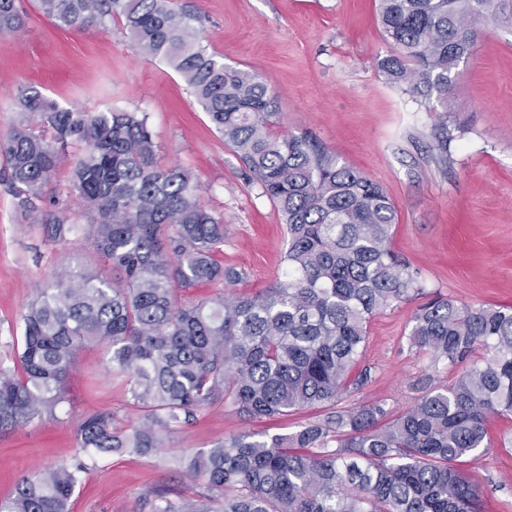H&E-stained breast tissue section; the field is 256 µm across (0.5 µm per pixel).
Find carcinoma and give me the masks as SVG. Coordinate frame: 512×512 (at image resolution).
Masks as SVG:
<instances>
[{"instance_id": "1", "label": "carcinoma", "mask_w": 512, "mask_h": 512, "mask_svg": "<svg viewBox=\"0 0 512 512\" xmlns=\"http://www.w3.org/2000/svg\"><path fill=\"white\" fill-rule=\"evenodd\" d=\"M61 26L116 18L134 51L165 61L283 217L286 273L256 294L187 298L200 283L233 285L216 259L224 213L202 201L194 173L162 167L147 117L65 108L34 86L0 139L17 209L49 237L77 231L119 274L64 268L22 314L19 368L0 374V432L52 417L77 352L104 344L143 420L127 428L110 410L81 420L75 462L22 478L0 512H67L85 460L148 455L224 402L249 418L322 410L292 433L241 432L191 456L205 481L197 499L159 495L154 512H480V490L456 464L491 450L489 418L512 416V306L420 305L410 347L429 356L419 396L394 414L382 402L341 407L372 380L359 366L370 319L423 295L418 272L387 242L397 214L385 191L307 133H273L274 96L258 75L209 51L194 14L175 0H39ZM396 48L387 79L448 105V87L475 47L478 25L512 29V0H379ZM19 0H0V37L24 26ZM70 170L87 224L41 203L70 143ZM463 366L451 384L440 366Z\"/></svg>"}]
</instances>
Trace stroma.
I'll list each match as a JSON object with an SVG mask.
<instances>
[{"instance_id": "1", "label": "stroma", "mask_w": 512, "mask_h": 512, "mask_svg": "<svg viewBox=\"0 0 512 512\" xmlns=\"http://www.w3.org/2000/svg\"><path fill=\"white\" fill-rule=\"evenodd\" d=\"M200 18V34L225 63L267 83L280 112L279 133H308L339 160L382 186L398 215L389 245L418 269L427 298L469 307L512 304V31L480 29L472 56L461 62L447 103L390 84L381 63L393 55L378 0H177ZM25 25L0 37V136L17 119L21 88H39L61 106L95 112L146 113L164 165L191 168L205 203L224 214V250L236 268L235 289L254 294L284 270L288 248L281 214L215 131L189 88L166 63L138 56L121 20L77 29L58 26L38 0H22ZM448 146L440 148L439 133ZM112 267L80 236L66 243L30 224L0 183V370L14 372L21 315L37 288L59 267ZM417 301L395 304L368 326L362 364L371 382L345 393V407L387 402L410 407L427 356L408 344ZM56 415L0 433V500L36 471L72 463L76 427L109 409L137 424L122 375L110 371L106 348H82ZM302 411L246 419L217 403L157 453L115 454L83 474L69 512H152L157 494L203 493V480L184 477L180 459L240 432L291 433ZM481 491L482 512H512V452L492 449L461 463Z\"/></svg>"}]
</instances>
